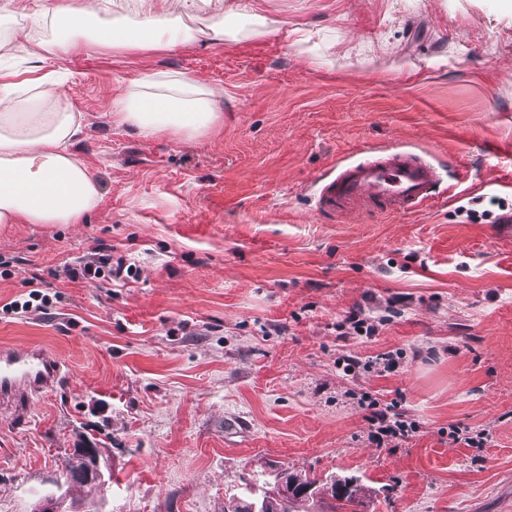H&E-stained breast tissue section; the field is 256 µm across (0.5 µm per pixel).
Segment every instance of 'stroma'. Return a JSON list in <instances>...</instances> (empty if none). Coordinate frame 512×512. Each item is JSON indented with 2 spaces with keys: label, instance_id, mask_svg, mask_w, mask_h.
Here are the masks:
<instances>
[{
  "label": "stroma",
  "instance_id": "35a3bbf8",
  "mask_svg": "<svg viewBox=\"0 0 512 512\" xmlns=\"http://www.w3.org/2000/svg\"><path fill=\"white\" fill-rule=\"evenodd\" d=\"M312 31L175 52L88 50L54 63L83 115L77 156L102 200L83 224L0 228V306L26 278L111 248L127 285L60 282L50 314L0 317L63 377L25 416L0 410V512H226L284 471L356 479L360 512H512V0H260ZM181 71L223 90L208 136L145 137L118 86ZM381 149L440 167L424 211H317L313 185ZM361 309L371 338L340 337ZM392 353L395 371L365 361ZM362 361L346 372L341 356ZM417 433L379 448L362 394ZM491 434L452 442L449 425ZM102 453V490L64 461Z\"/></svg>",
  "mask_w": 512,
  "mask_h": 512
}]
</instances>
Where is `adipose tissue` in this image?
<instances>
[{
    "label": "adipose tissue",
    "mask_w": 512,
    "mask_h": 512,
    "mask_svg": "<svg viewBox=\"0 0 512 512\" xmlns=\"http://www.w3.org/2000/svg\"><path fill=\"white\" fill-rule=\"evenodd\" d=\"M112 0H15L14 12L35 10L43 30L13 27L0 33V58L26 51L40 64L68 59L88 47L172 50L209 47L227 38L228 15L258 18V0H225L186 22V0H136L133 18L111 15ZM119 124L145 136L166 133L179 140L208 135L220 124L217 94L181 72L146 73L121 86L112 98ZM82 115L65 91L28 82L0 81V227L7 224H82L102 198L94 168L70 146Z\"/></svg>",
    "instance_id": "obj_1"
}]
</instances>
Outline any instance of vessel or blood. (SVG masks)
<instances>
[{
	"instance_id": "vessel-or-blood-1",
	"label": "vessel or blood",
	"mask_w": 512,
	"mask_h": 512,
	"mask_svg": "<svg viewBox=\"0 0 512 512\" xmlns=\"http://www.w3.org/2000/svg\"><path fill=\"white\" fill-rule=\"evenodd\" d=\"M436 164L408 150H386L348 162L324 174L317 183L321 212L345 214L369 204L389 213H415L440 194ZM60 364L38 346L0 348V404L24 414L30 400L54 387Z\"/></svg>"
}]
</instances>
